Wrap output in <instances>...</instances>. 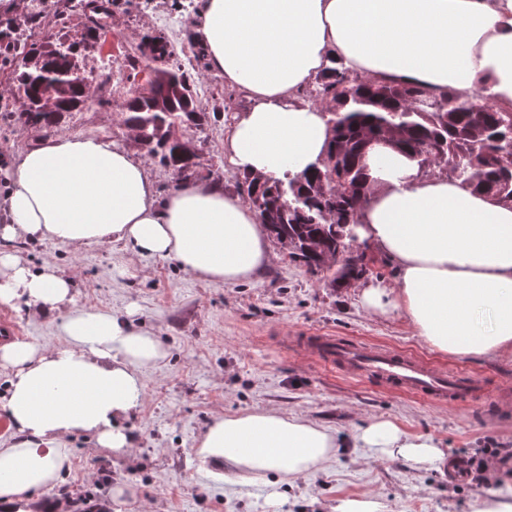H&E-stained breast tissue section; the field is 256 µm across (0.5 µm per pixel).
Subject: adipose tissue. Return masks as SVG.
Segmentation results:
<instances>
[{
	"instance_id": "ef3b65f1",
	"label": "adipose tissue",
	"mask_w": 512,
	"mask_h": 512,
	"mask_svg": "<svg viewBox=\"0 0 512 512\" xmlns=\"http://www.w3.org/2000/svg\"><path fill=\"white\" fill-rule=\"evenodd\" d=\"M192 32L209 70L250 107L224 127L234 171L279 178L323 157L324 107L303 91L338 60L374 82H414L434 94L488 89L512 109V0H195ZM371 194L350 231L396 268L393 285L355 282L364 310L398 314L448 356L512 353V205L460 182L425 175L384 144L365 156ZM0 305L58 316L63 347L0 343L10 375L0 415V512L53 484L69 462L67 437L83 434L115 459L135 446L126 422L144 397L143 373L166 357L151 331L77 306L73 280L53 264L35 270L22 241L123 245L131 257L174 260L211 284L252 279L278 259L244 196L219 180L175 182L157 193L142 162L96 135H54L0 163ZM432 466L439 443L373 419L349 440L275 409L213 418L195 454L225 482L305 477L339 451Z\"/></svg>"
}]
</instances>
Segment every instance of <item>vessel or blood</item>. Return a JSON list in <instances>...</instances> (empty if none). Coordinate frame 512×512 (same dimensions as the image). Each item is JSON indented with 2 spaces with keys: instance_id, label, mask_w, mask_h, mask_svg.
Listing matches in <instances>:
<instances>
[{
  "instance_id": "b4317fda",
  "label": "vessel or blood",
  "mask_w": 512,
  "mask_h": 512,
  "mask_svg": "<svg viewBox=\"0 0 512 512\" xmlns=\"http://www.w3.org/2000/svg\"><path fill=\"white\" fill-rule=\"evenodd\" d=\"M291 341L326 368L432 403L468 402L480 392L475 380L438 368L411 353L369 346L317 329L298 332Z\"/></svg>"
}]
</instances>
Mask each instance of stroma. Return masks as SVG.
Returning <instances> with one entry per match:
<instances>
[{
  "label": "stroma",
  "instance_id": "stroma-1",
  "mask_svg": "<svg viewBox=\"0 0 512 512\" xmlns=\"http://www.w3.org/2000/svg\"><path fill=\"white\" fill-rule=\"evenodd\" d=\"M194 0H132L116 10L110 35L78 58L81 71L98 79L104 70L129 77L126 57L142 36L162 33L184 45L191 33ZM200 99L211 115L193 142L212 178L231 171L224 159L228 113L250 102L230 93L222 77L196 70ZM109 103L81 108L62 123L64 134H111L145 163L158 190L172 174L158 165L120 127L122 95ZM21 102L10 84L0 82V156L39 141L41 135L13 118ZM18 253L31 268L52 262L75 279L78 305L122 312L134 307L135 323L153 330L169 348L159 366L143 374L141 407L127 422L136 437L132 455L115 461L103 455L92 437L67 439L69 466L61 481L69 496L43 490L34 503L40 512H73L72 499L93 493L104 512H334L338 500L368 497L379 512H474L480 501L512 492V461L498 467L496 478L449 476L444 462L418 468L402 459H372L364 451L338 454L307 478L271 486L240 481L226 484L213 477V465L195 455L196 442L218 415L276 408L351 436L374 418L394 421L407 434L439 441L447 457L468 459L483 448L512 453V355L450 357L429 347L398 315L365 313L355 292L334 288L299 263L279 259L252 280L231 285L200 281L168 259L131 261L118 244L78 249L50 240L20 243ZM16 335L54 350L64 343L55 322L26 311L0 306ZM305 327H320L374 345L411 351L440 368L478 380L485 398L466 406L437 405L396 394L370 381L324 370L287 346L284 336ZM127 494L113 498L117 484ZM281 495L280 508L269 505V492Z\"/></svg>",
  "mask_w": 512,
  "mask_h": 512
}]
</instances>
